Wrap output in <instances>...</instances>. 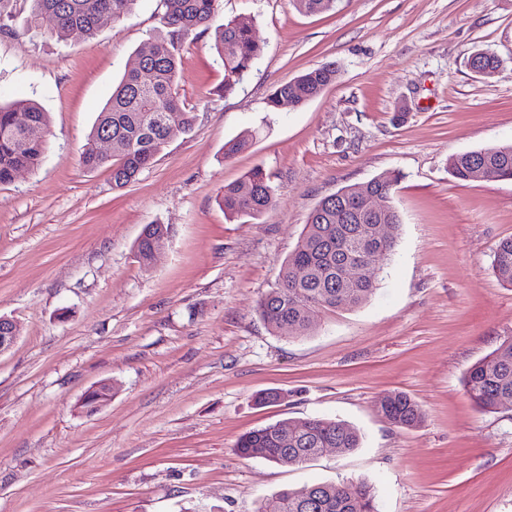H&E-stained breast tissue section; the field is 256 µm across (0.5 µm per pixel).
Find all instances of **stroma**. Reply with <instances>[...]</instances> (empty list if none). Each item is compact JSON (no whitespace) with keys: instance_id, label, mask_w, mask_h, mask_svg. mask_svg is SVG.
<instances>
[{"instance_id":"35a3bbf8","label":"stroma","mask_w":512,"mask_h":512,"mask_svg":"<svg viewBox=\"0 0 512 512\" xmlns=\"http://www.w3.org/2000/svg\"><path fill=\"white\" fill-rule=\"evenodd\" d=\"M12 0L0 30V99L50 116L38 170L0 185V313L20 326L0 353V512H257L286 488L362 480L380 512H512V409L475 406L464 377L512 336V287L491 270L512 238V181H456V155L512 142V0H219L216 23L252 18L264 52L235 92L212 35L180 47L178 90L196 120L173 131L129 186L80 148L125 70L158 33L160 0H137L90 39L57 41ZM494 52L498 72L467 65ZM337 81L301 107L267 99L306 70ZM402 121H394L396 112ZM255 131L228 157L227 141ZM259 168L274 206L230 218L224 186ZM403 176L390 260L374 295L319 313L310 335L271 331L260 297L278 283L307 217L343 186ZM170 234L151 267L135 244ZM112 382V398L80 408ZM285 392L259 404V394ZM406 392L414 428L379 400ZM355 427L359 448L283 467L245 459L239 437L283 419ZM169 230L164 224H149L142 230L136 242V256L139 262L146 268L153 262V253L159 243L168 238ZM380 413L394 426L414 428L423 421L421 406L404 392H392L379 402Z\"/></svg>"}]
</instances>
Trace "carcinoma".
<instances>
[{"label":"carcinoma","instance_id":"1","mask_svg":"<svg viewBox=\"0 0 512 512\" xmlns=\"http://www.w3.org/2000/svg\"><path fill=\"white\" fill-rule=\"evenodd\" d=\"M31 24L45 29L59 41L75 36L93 37L103 14L119 18L128 13L137 0H29ZM335 0H290L295 10L317 14L332 8ZM160 24L149 54L128 70L99 112L86 136L80 153L83 167L112 169V187L120 189L134 181L163 151L168 129L176 126L192 129L194 113L179 102L177 75L178 47L182 39L200 29L214 30L216 55L224 66V85L219 91L230 94L263 53V46L253 32L248 17H234L212 26L218 0H163ZM151 74L144 83L141 71ZM339 70L333 63L310 69L298 77L306 87V96H294V84L285 83L270 95L267 105L277 111L298 107L319 96L335 82ZM27 117V125L18 124L16 116ZM49 116L31 99L0 103V184L11 182L17 171L38 167L47 145ZM112 139V154L98 151L102 135ZM254 139L247 132L224 145V155L233 156L246 149ZM480 169L484 180H512V143L499 144L455 156L450 174L460 182L473 180V170ZM402 179L400 173L381 175L362 184L341 188L321 199L310 212L295 249L282 264L278 286L260 298L257 310L272 331L292 325L298 337L309 334L315 316L323 310L352 309L366 303L376 290V280L367 275L356 281L344 279L345 264L365 251L391 255L396 239H374L369 229L378 216L361 205L363 195L393 198ZM224 214L230 218H258L275 204V197L265 173L259 168L224 186L218 198ZM168 227L148 224L136 242V256L146 268L153 262L158 244L168 238ZM491 267L496 277L512 286V238L501 241ZM511 358L508 363L499 356ZM468 397L487 410L512 408V337L496 351L475 363L464 380ZM380 413L393 425L415 428L423 421L421 406L404 392H392L379 402ZM359 432L344 423L324 418L285 419L243 434L237 442L245 458L264 459L281 466L302 465L321 454L324 448L360 446ZM350 499L341 483H311L300 488L283 489L265 500L258 512H378L376 494L370 485L360 482Z\"/></svg>","mask_w":512,"mask_h":512}]
</instances>
